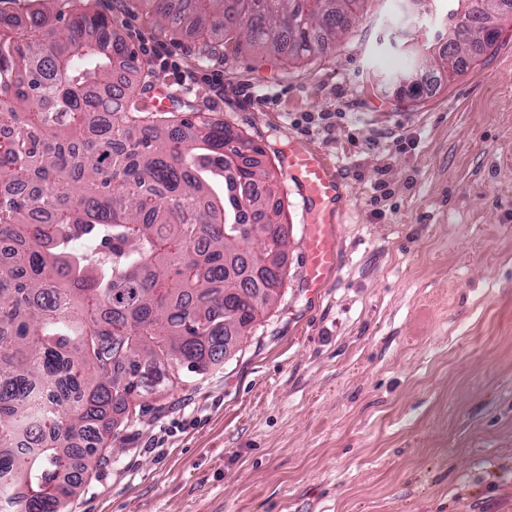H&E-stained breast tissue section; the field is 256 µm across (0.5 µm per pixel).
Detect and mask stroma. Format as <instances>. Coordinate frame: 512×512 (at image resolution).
<instances>
[{
	"mask_svg": "<svg viewBox=\"0 0 512 512\" xmlns=\"http://www.w3.org/2000/svg\"><path fill=\"white\" fill-rule=\"evenodd\" d=\"M149 106L224 119L264 151L288 218L279 300L234 355L122 424L63 512H512V9L494 50L421 102L393 86L437 54L424 18L373 0L335 50L286 64L226 43L201 63L148 7L101 0ZM224 76L179 84L143 52ZM324 153L346 181L340 265L303 289L309 219L280 163Z\"/></svg>",
	"mask_w": 512,
	"mask_h": 512,
	"instance_id": "1",
	"label": "stroma"
}]
</instances>
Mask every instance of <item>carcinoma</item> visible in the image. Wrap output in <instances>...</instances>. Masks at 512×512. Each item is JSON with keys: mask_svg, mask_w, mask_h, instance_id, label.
<instances>
[{"mask_svg": "<svg viewBox=\"0 0 512 512\" xmlns=\"http://www.w3.org/2000/svg\"><path fill=\"white\" fill-rule=\"evenodd\" d=\"M0 9V512H61L140 415L224 361L283 287L287 223L261 154L220 119L141 111L95 0ZM205 61L239 38L288 62L336 47L370 0H144ZM452 43L512 0H448ZM82 248L75 249L72 243ZM36 447L18 454L23 438Z\"/></svg>", "mask_w": 512, "mask_h": 512, "instance_id": "cac0c4a2", "label": "carcinoma"}]
</instances>
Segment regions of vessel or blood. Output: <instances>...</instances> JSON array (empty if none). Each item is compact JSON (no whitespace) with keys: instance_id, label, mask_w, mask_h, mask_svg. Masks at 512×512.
<instances>
[{"instance_id":"obj_1","label":"vessel or blood","mask_w":512,"mask_h":512,"mask_svg":"<svg viewBox=\"0 0 512 512\" xmlns=\"http://www.w3.org/2000/svg\"><path fill=\"white\" fill-rule=\"evenodd\" d=\"M283 166L295 179L313 215L304 241L306 274L303 282L307 295L313 298L321 293L339 267L334 227L329 219L331 206L343 196V180L321 153L302 145L289 150Z\"/></svg>"}]
</instances>
